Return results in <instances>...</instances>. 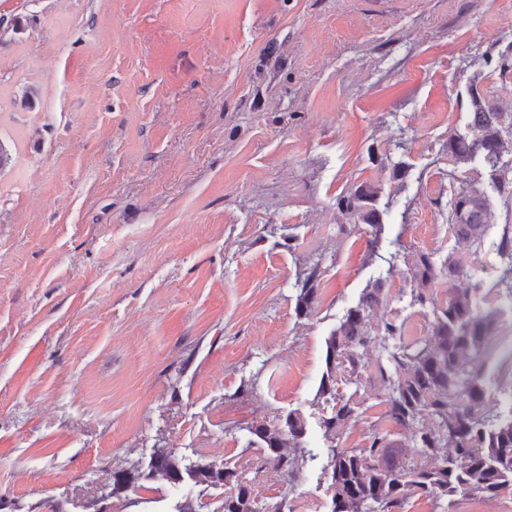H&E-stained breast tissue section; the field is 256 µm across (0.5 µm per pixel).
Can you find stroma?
Wrapping results in <instances>:
<instances>
[{"instance_id": "stroma-1", "label": "stroma", "mask_w": 512, "mask_h": 512, "mask_svg": "<svg viewBox=\"0 0 512 512\" xmlns=\"http://www.w3.org/2000/svg\"><path fill=\"white\" fill-rule=\"evenodd\" d=\"M512 112V0H0V512H223L151 473L237 469L260 512H331L328 448H362L384 417L374 368L360 416L321 422L326 340L364 288L401 342L427 336L403 254L455 258L501 316L486 408L512 387V305L496 286L512 170L459 165L471 93ZM376 187L379 251L337 201ZM490 200L458 241L460 186ZM316 268V303L298 312ZM305 422L294 479L259 468L251 428ZM139 478L112 494V474ZM401 512H512L409 495Z\"/></svg>"}]
</instances>
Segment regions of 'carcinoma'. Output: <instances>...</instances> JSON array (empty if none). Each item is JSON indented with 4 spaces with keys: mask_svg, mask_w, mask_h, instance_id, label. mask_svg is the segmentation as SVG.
Here are the masks:
<instances>
[{
    "mask_svg": "<svg viewBox=\"0 0 512 512\" xmlns=\"http://www.w3.org/2000/svg\"><path fill=\"white\" fill-rule=\"evenodd\" d=\"M471 136L448 139V153L458 164L480 161L492 170L503 167L506 152L503 132L512 134V113L501 112L485 97H472ZM377 190L369 185L339 198L338 206L354 219V226L371 228V246L377 248L383 225L373 207ZM488 199L476 189L457 193L452 208L453 230L461 242L480 240L486 225ZM500 252L504 261L498 285L512 299V236L504 235ZM412 284L411 300L424 306L435 303L432 285L444 274L448 278L466 275L451 258L436 265L423 252L407 262ZM311 272L302 281L298 311L308 314L316 300ZM385 299L383 285L363 290L358 304L326 340L327 375L320 394L335 401L323 420L325 434H336L359 416L353 397L336 395L334 371L341 365L352 378L368 366L369 348L378 349L376 369L388 390L387 417L411 431L417 457L407 446L387 435L372 431L364 448L330 449L327 467L332 489V512H394L411 492L434 499L457 495L481 500L497 499L512 490V390L508 411H485L487 392L484 378L486 340L500 314L498 309L481 310L474 293L457 291L446 304L433 309L430 335L410 344L396 340L397 326L386 321L377 335L369 333L365 313ZM431 425L423 426L425 419ZM251 443L263 452L262 463L283 476L294 477L307 458L301 452L304 420L288 415L285 427L257 426L250 430ZM151 472L173 484L186 473L204 488L224 485V512H259L252 489L238 472L226 465L208 463L184 470L170 452H160Z\"/></svg>",
    "mask_w": 512,
    "mask_h": 512,
    "instance_id": "carcinoma-1",
    "label": "carcinoma"
}]
</instances>
